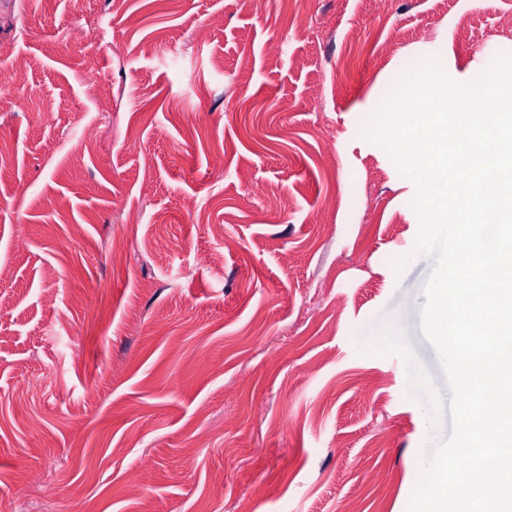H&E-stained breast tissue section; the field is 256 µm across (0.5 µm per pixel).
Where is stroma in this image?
Here are the masks:
<instances>
[{
    "instance_id": "stroma-1",
    "label": "stroma",
    "mask_w": 512,
    "mask_h": 512,
    "mask_svg": "<svg viewBox=\"0 0 512 512\" xmlns=\"http://www.w3.org/2000/svg\"><path fill=\"white\" fill-rule=\"evenodd\" d=\"M0 45V512H407L450 393L363 130L512 0H0Z\"/></svg>"
}]
</instances>
